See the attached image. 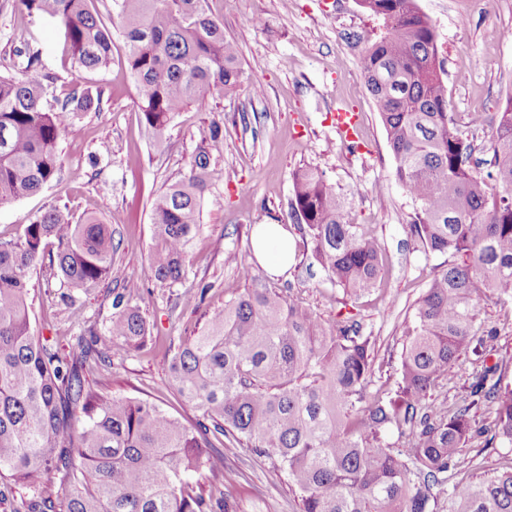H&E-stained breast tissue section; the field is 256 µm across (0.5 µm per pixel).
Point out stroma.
<instances>
[{
  "label": "stroma",
  "mask_w": 512,
  "mask_h": 512,
  "mask_svg": "<svg viewBox=\"0 0 512 512\" xmlns=\"http://www.w3.org/2000/svg\"><path fill=\"white\" fill-rule=\"evenodd\" d=\"M115 32L109 68L89 72L74 65L61 27L28 13L19 0H0V72L13 70L15 35L41 48L43 64L57 78L55 93L72 84L103 90L100 111L78 113L73 131L61 139L63 168L37 194L0 204V237L18 235L34 214L54 205L74 217L94 214L112 225L119 242L112 273L78 294L74 305L59 303V282L50 268L31 279L34 332L68 350L75 337L104 334L112 320V299L123 282L138 278L135 301L150 334L137 349L93 364L87 384L118 397L148 399L195 427L199 411L170 385V344L197 333L205 312L242 293L245 282L236 257L251 251L259 224L293 226V175L305 168L323 172L345 200V218L361 225L385 250L387 266L371 294L354 299L328 281L315 263L312 245L295 234L296 260L287 275L266 276L269 286L314 310L324 321L353 315L373 337L370 392L393 388L404 331L435 268L449 257L425 252L408 228L414 209L394 174V160L378 112L363 94L362 60L380 23L358 0H213L214 16L239 48L238 92H214L172 121L164 143L152 140L140 120L134 81L125 64L120 20L112 0H94ZM438 36L450 99L459 123L471 114L493 115L512 97V0H418ZM360 115L359 147L350 149L330 125L332 107ZM224 129V147L211 157V179L203 205V229L189 255L187 275L170 287L151 272L152 204L168 185L187 177L203 130ZM97 155L89 167V155ZM476 337L485 357L463 353L436 396L448 408L467 401L470 385L484 368L496 366L501 385L512 386V298L477 300ZM476 432L462 448L449 483L474 481L512 465V446L497 439L496 406L473 412ZM209 480L233 496L237 512H296L286 477L248 448L213 440Z\"/></svg>",
  "instance_id": "stroma-1"
}]
</instances>
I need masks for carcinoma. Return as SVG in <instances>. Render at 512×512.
<instances>
[{
	"instance_id": "1",
	"label": "carcinoma",
	"mask_w": 512,
	"mask_h": 512,
	"mask_svg": "<svg viewBox=\"0 0 512 512\" xmlns=\"http://www.w3.org/2000/svg\"><path fill=\"white\" fill-rule=\"evenodd\" d=\"M61 26L72 61L98 71L112 61V31L92 0H19ZM210 0H115L125 62L145 129L165 140L173 118L215 89L240 86L238 49ZM382 32L363 58V89L382 121L395 177L417 203L409 229L430 253H447L406 333L391 395L368 391L372 337L357 321L323 323L310 309L262 282L237 260L252 287L210 312L200 331L173 348L170 380L209 424L186 427L158 404L88 390L83 366L123 342L149 335L137 281L112 299L106 334L78 336L67 356L40 342L29 316L32 274L49 262L59 300L95 287L112 271V225L74 220L55 205L21 233L0 237V480L27 490L14 512H236L207 479L212 431L270 461L288 480L299 512H440L438 493L475 432L472 409L497 403L495 435L512 445V388L488 368L471 401L454 410L433 398L460 355L472 350L479 294L512 291V97L492 118L488 160L474 157L469 130L448 112L438 36L418 0H360ZM19 75L0 74V203L40 191L62 169L58 143L78 112H98L102 94L78 86L47 100L55 78L25 39L14 48ZM224 146L215 121L197 145L190 175L154 200L152 273L174 285L187 274L212 154ZM323 174L293 179L291 211L332 285L351 297L373 289L387 257ZM408 434L392 448L382 435ZM453 512H512V466L477 482H457Z\"/></svg>"
}]
</instances>
